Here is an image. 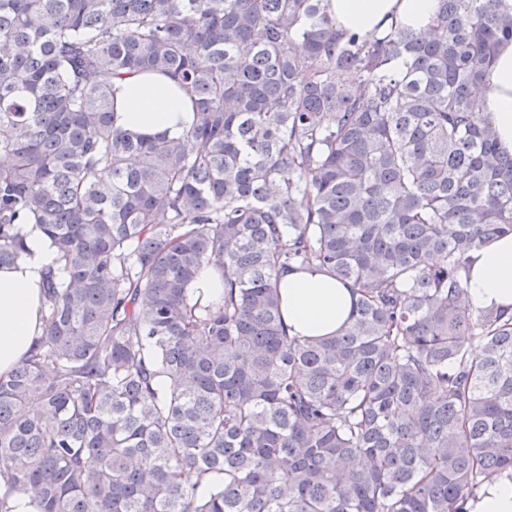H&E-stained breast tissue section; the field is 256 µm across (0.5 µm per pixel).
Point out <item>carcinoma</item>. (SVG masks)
<instances>
[{
  "label": "carcinoma",
  "mask_w": 512,
  "mask_h": 512,
  "mask_svg": "<svg viewBox=\"0 0 512 512\" xmlns=\"http://www.w3.org/2000/svg\"><path fill=\"white\" fill-rule=\"evenodd\" d=\"M507 40L512 0L383 37L324 0H0V267L27 220L60 264L0 377V512H464L512 475V315L463 277L512 232L475 95ZM138 72L178 78L184 138L115 126L99 76ZM309 268L352 291L334 335L284 324ZM222 296H224V282L213 275L209 266H203L190 287L192 302L200 298L199 302L204 304L208 300H218Z\"/></svg>",
  "instance_id": "carcinoma-1"
}]
</instances>
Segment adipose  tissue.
Wrapping results in <instances>:
<instances>
[{"mask_svg":"<svg viewBox=\"0 0 512 512\" xmlns=\"http://www.w3.org/2000/svg\"><path fill=\"white\" fill-rule=\"evenodd\" d=\"M437 0H329L337 28L383 35L394 26L427 30ZM117 123L136 135L178 139L193 121L188 97L167 75L138 73L118 83ZM478 96L495 127L500 146L512 154V41L501 43ZM26 249L12 266L0 268V376L9 375L32 351L44 331V276L56 265V251L39 225L22 227ZM289 333L335 334L348 321L352 293L329 275L309 270L279 281ZM466 302L474 310L512 314V234L496 238L470 255ZM465 512H512V477L502 476L474 498Z\"/></svg>","mask_w":512,"mask_h":512,"instance_id":"1","label":"adipose tissue"}]
</instances>
